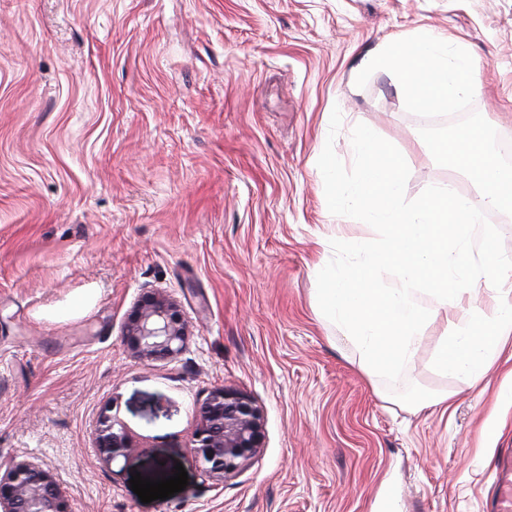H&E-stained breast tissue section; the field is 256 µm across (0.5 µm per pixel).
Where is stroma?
Returning a JSON list of instances; mask_svg holds the SVG:
<instances>
[{"instance_id": "1", "label": "stroma", "mask_w": 512, "mask_h": 512, "mask_svg": "<svg viewBox=\"0 0 512 512\" xmlns=\"http://www.w3.org/2000/svg\"><path fill=\"white\" fill-rule=\"evenodd\" d=\"M469 45L473 108L512 140V0H0V464L43 462L72 512H485L512 448V382L436 371L461 318L439 310L395 386L323 318L331 242L374 239L327 208L317 160L333 109L403 154L407 198L475 185L438 165L386 72L364 60L424 30ZM159 292L183 350L143 361L123 330ZM448 391L449 409L394 393ZM248 394L264 446L216 484L193 459L217 387ZM110 410L134 449L104 464ZM183 491L141 502L132 474Z\"/></svg>"}]
</instances>
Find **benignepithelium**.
<instances>
[{"instance_id": "benign-epithelium-1", "label": "benign epithelium", "mask_w": 512, "mask_h": 512, "mask_svg": "<svg viewBox=\"0 0 512 512\" xmlns=\"http://www.w3.org/2000/svg\"><path fill=\"white\" fill-rule=\"evenodd\" d=\"M124 341L141 360L166 359L185 343L182 310L172 300L145 294L124 327ZM264 419L248 395L227 387L212 390L200 407L193 452L203 476L222 482L238 474L264 444ZM101 460L109 465L131 449L123 430L102 414L96 434ZM0 512H71L64 486L43 464L15 461L0 470Z\"/></svg>"}]
</instances>
